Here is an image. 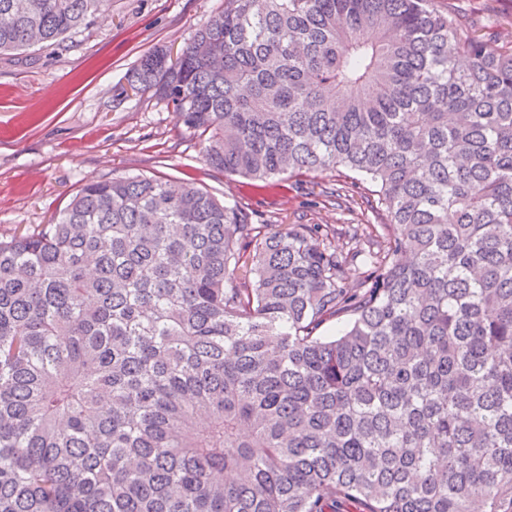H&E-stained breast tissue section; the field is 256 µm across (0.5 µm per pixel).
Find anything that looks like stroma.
I'll list each match as a JSON object with an SVG mask.
<instances>
[{
  "label": "stroma",
  "instance_id": "stroma-1",
  "mask_svg": "<svg viewBox=\"0 0 512 512\" xmlns=\"http://www.w3.org/2000/svg\"><path fill=\"white\" fill-rule=\"evenodd\" d=\"M475 28L512 34V0H438ZM224 0H97L92 22L48 47L0 56V238L50 223L92 180L143 174L197 178L257 224H371L361 198L327 199L330 173L268 186L206 166L201 144L177 133L166 103L132 90L128 75L154 50L177 57Z\"/></svg>",
  "mask_w": 512,
  "mask_h": 512
}]
</instances>
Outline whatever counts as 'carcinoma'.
<instances>
[{
    "label": "carcinoma",
    "instance_id": "obj_1",
    "mask_svg": "<svg viewBox=\"0 0 512 512\" xmlns=\"http://www.w3.org/2000/svg\"><path fill=\"white\" fill-rule=\"evenodd\" d=\"M94 3L0 0V55ZM484 37L434 0H224L145 55L206 165L343 168L386 223L344 246L141 174L0 240V512H512V41Z\"/></svg>",
    "mask_w": 512,
    "mask_h": 512
}]
</instances>
